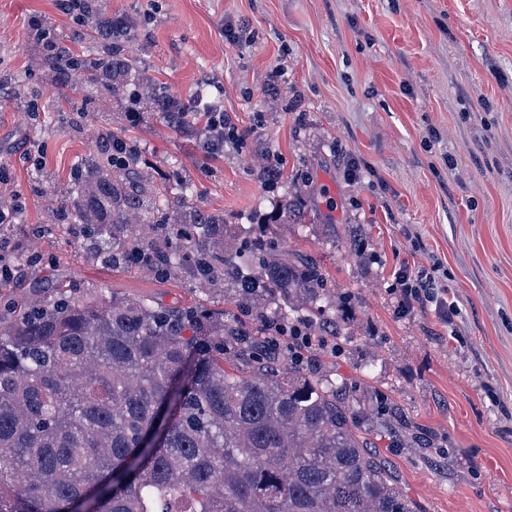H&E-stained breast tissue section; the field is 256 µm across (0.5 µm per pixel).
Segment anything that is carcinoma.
<instances>
[{
  "mask_svg": "<svg viewBox=\"0 0 512 512\" xmlns=\"http://www.w3.org/2000/svg\"><path fill=\"white\" fill-rule=\"evenodd\" d=\"M131 31L106 18L99 51H46L52 81L128 94L182 126L200 98L158 93L125 50ZM132 150L119 161L102 145L78 163L76 199L57 220L101 226L116 267L189 273L239 319L69 283L0 313V512H76L96 487L91 512H416L360 422L357 385L276 341L277 325L313 335V317L336 310L320 264L261 237L237 241L187 186L159 200ZM307 213L295 194L266 219Z\"/></svg>",
  "mask_w": 512,
  "mask_h": 512,
  "instance_id": "1",
  "label": "carcinoma"
}]
</instances>
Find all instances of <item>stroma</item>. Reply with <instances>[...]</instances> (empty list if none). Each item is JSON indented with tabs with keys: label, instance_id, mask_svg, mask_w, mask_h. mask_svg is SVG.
<instances>
[{
	"label": "stroma",
	"instance_id": "stroma-1",
	"mask_svg": "<svg viewBox=\"0 0 512 512\" xmlns=\"http://www.w3.org/2000/svg\"><path fill=\"white\" fill-rule=\"evenodd\" d=\"M99 2L133 20L129 50L158 92L209 88L241 140L214 154L201 123L133 124L136 102L58 94L30 20L76 54L99 46L94 22L59 0H0V198L17 208L0 224V304L65 280L224 311L187 274L112 268L54 222L112 131L160 188L191 183L240 236L321 263L343 336L319 360L386 397L373 440L419 512H512V0ZM295 190L304 223H261ZM429 265L447 311L401 310L395 272Z\"/></svg>",
	"mask_w": 512,
	"mask_h": 512
}]
</instances>
